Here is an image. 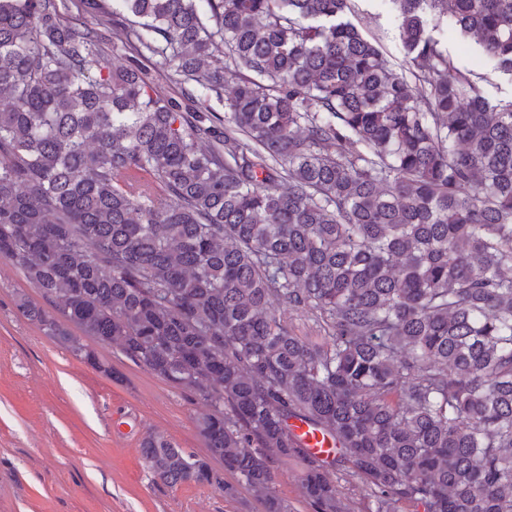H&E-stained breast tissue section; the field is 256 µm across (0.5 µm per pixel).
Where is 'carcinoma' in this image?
Segmentation results:
<instances>
[{"mask_svg": "<svg viewBox=\"0 0 512 512\" xmlns=\"http://www.w3.org/2000/svg\"><path fill=\"white\" fill-rule=\"evenodd\" d=\"M113 2L120 65L59 0H0V257L49 305L17 310L193 396L206 454L140 444L166 486L292 512L295 458L314 512H346L341 466L369 512H512V98L439 37L512 76V0H390L401 68L349 0ZM448 51L456 62L465 66L480 77L489 95L493 98L510 99L512 80L510 76L499 72L483 56L479 47L470 39L448 38ZM289 424L294 434L298 436L300 444L309 453L320 458L334 453L336 443L331 437L300 420H291ZM298 466L293 461H281L274 465L276 486L280 494L296 512H314L313 507L303 498L297 482Z\"/></svg>", "mask_w": 512, "mask_h": 512, "instance_id": "cac0c4a2", "label": "carcinoma"}]
</instances>
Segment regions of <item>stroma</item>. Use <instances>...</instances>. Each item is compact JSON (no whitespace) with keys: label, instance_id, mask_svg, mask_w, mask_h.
Instances as JSON below:
<instances>
[{"label":"stroma","instance_id":"1","mask_svg":"<svg viewBox=\"0 0 512 512\" xmlns=\"http://www.w3.org/2000/svg\"><path fill=\"white\" fill-rule=\"evenodd\" d=\"M350 18L402 65L389 0H352ZM448 50L490 96L512 97V77L473 40L449 39ZM21 293L41 300L0 258V512H259L244 491L229 499L209 485L157 482L139 452L148 433L204 450L191 397L107 347L96 349L99 365L76 359L18 312Z\"/></svg>","mask_w":512,"mask_h":512}]
</instances>
